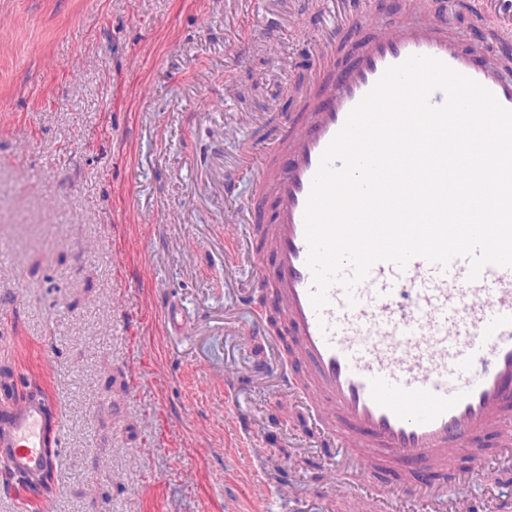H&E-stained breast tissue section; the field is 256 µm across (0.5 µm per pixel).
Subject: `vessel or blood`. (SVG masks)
Returning <instances> with one entry per match:
<instances>
[{
  "mask_svg": "<svg viewBox=\"0 0 512 512\" xmlns=\"http://www.w3.org/2000/svg\"><path fill=\"white\" fill-rule=\"evenodd\" d=\"M341 19L363 33L361 0H344ZM445 26L444 17L425 18L422 0H406L402 17L349 68H337L326 47L318 83L328 108L298 113L285 136L259 148L255 193L233 220L260 229L264 246L250 258L302 365L298 373L283 368L281 389L309 397L337 471L396 465L413 478L386 488V497L423 499L425 512H469L449 486L495 476L473 446L489 435L512 443V268L488 265L472 281L465 257L444 269L421 257L403 270L381 261L353 292L331 286L317 310L304 222L325 149L387 68L431 56L512 109V77L475 68ZM268 197L274 208L266 224L258 213ZM53 411L43 393L0 410V464L32 478L53 470Z\"/></svg>",
  "mask_w": 512,
  "mask_h": 512,
  "instance_id": "1",
  "label": "vessel or blood"
}]
</instances>
